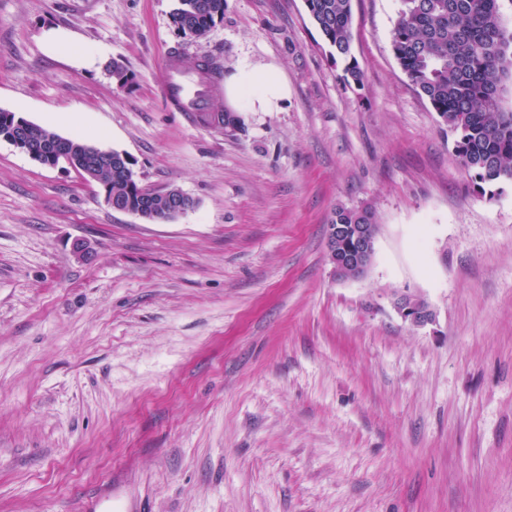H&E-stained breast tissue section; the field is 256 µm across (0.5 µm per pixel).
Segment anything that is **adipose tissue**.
I'll return each instance as SVG.
<instances>
[{"label": "adipose tissue", "instance_id": "adipose-tissue-1", "mask_svg": "<svg viewBox=\"0 0 512 512\" xmlns=\"http://www.w3.org/2000/svg\"><path fill=\"white\" fill-rule=\"evenodd\" d=\"M225 101L242 112H276L288 99V87L271 64H240L224 84Z\"/></svg>", "mask_w": 512, "mask_h": 512}]
</instances>
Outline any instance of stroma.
I'll return each instance as SVG.
<instances>
[{"instance_id":"35a3bbf8","label":"stroma","mask_w":512,"mask_h":512,"mask_svg":"<svg viewBox=\"0 0 512 512\" xmlns=\"http://www.w3.org/2000/svg\"><path fill=\"white\" fill-rule=\"evenodd\" d=\"M175 6L0 0V109L197 202L147 221L0 139V512L106 483L126 512H512V183L474 191L393 55L400 0H352L357 82L305 0H224L200 38ZM171 50L275 63L288 103L193 122L162 94ZM339 205L378 219L358 279L327 258ZM51 40L53 45L58 48L71 49L72 57L81 65L88 68H93L97 65L99 56L95 51L85 49L61 36H53ZM395 307L402 318L413 326L423 327L432 321L433 313L429 305L415 295H400L395 301Z\"/></svg>"}]
</instances>
